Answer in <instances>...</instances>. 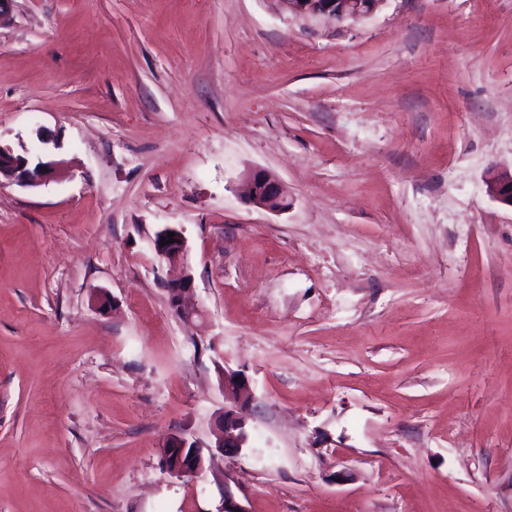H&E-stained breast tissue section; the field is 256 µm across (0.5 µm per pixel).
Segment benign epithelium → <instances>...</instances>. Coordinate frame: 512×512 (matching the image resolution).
I'll return each mask as SVG.
<instances>
[{"label": "benign epithelium", "instance_id": "obj_1", "mask_svg": "<svg viewBox=\"0 0 512 512\" xmlns=\"http://www.w3.org/2000/svg\"><path fill=\"white\" fill-rule=\"evenodd\" d=\"M294 16L309 21L318 20L328 24H341L349 20L368 17L382 0H278ZM59 162L53 159L40 160L30 165L29 159L0 146V186L18 184L38 187L53 176ZM490 196L512 206V172L491 174L486 181ZM246 195L251 205L273 213L288 210L291 201L285 186L271 173L257 169L247 180ZM175 233V242L160 245L168 233ZM157 256L170 266H179L183 274L167 283L169 307L185 321L202 317L200 311L183 304L184 296L193 290L194 277L187 261V245L182 231L174 226L161 229L153 240ZM224 398L233 401L224 408V415L217 422L214 448L224 455H236L246 447V415L253 401L247 377L237 370L224 367L222 374ZM161 460L168 473L176 478L196 479L206 470L203 449L181 435L170 437L163 445Z\"/></svg>", "mask_w": 512, "mask_h": 512}]
</instances>
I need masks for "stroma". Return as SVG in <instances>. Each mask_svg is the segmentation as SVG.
<instances>
[{
  "instance_id": "stroma-1",
  "label": "stroma",
  "mask_w": 512,
  "mask_h": 512,
  "mask_svg": "<svg viewBox=\"0 0 512 512\" xmlns=\"http://www.w3.org/2000/svg\"><path fill=\"white\" fill-rule=\"evenodd\" d=\"M0 144L62 162L0 186V512H512V0H0ZM294 16L309 21L341 24L368 17L382 0H278ZM246 195L254 207L273 213L286 211L292 204L281 181L263 169L249 174ZM490 196L512 206V172L502 171L491 174L486 181ZM173 232L176 242L160 245L162 238L169 241L168 233ZM153 247L157 256L170 266H179L183 269V274L167 283V292L169 297V307L173 313L185 321H193L195 318H202V314L195 308L186 307L183 304L184 296L193 290L194 277L190 272L187 261V245L182 231L174 226H167L161 229L153 240ZM236 377H239L238 381H235ZM222 385L224 398L232 400L233 404L224 408V415L217 422L214 446L208 447L211 456L214 455L212 448L224 455H236L248 442L246 415L253 401L249 381L243 373L226 366L222 374ZM205 459L203 448L181 435L170 437L161 452L164 468L176 478H200L206 470Z\"/></svg>"
}]
</instances>
